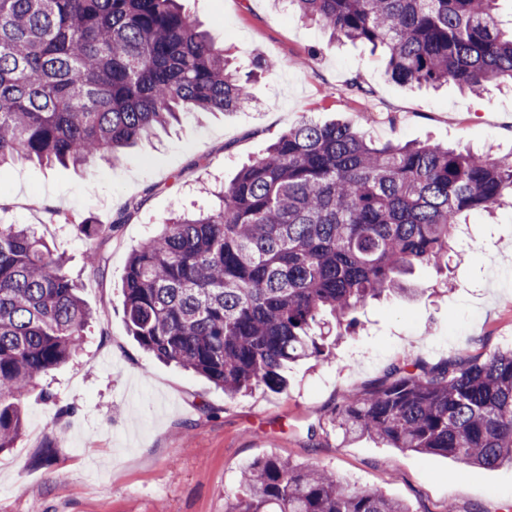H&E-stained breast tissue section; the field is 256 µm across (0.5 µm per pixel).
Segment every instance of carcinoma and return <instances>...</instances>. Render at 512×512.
<instances>
[{"label":"carcinoma","instance_id":"obj_1","mask_svg":"<svg viewBox=\"0 0 512 512\" xmlns=\"http://www.w3.org/2000/svg\"><path fill=\"white\" fill-rule=\"evenodd\" d=\"M338 39L387 50L404 86L472 94L512 81L502 0H286ZM178 0H0V165L93 168L188 112L253 103ZM512 198V161L430 143L375 147L350 123L308 118L224 187L223 204L175 217L131 253V336L157 359L234 397L279 393L288 364L320 358L417 266L448 269L458 226ZM90 264L117 224H79ZM91 314L61 256L0 225V451L25 428L22 400L81 346ZM345 437L512 466V347L428 365L403 361L334 411ZM228 512H409L379 490L279 458L248 464Z\"/></svg>","mask_w":512,"mask_h":512}]
</instances>
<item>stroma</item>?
<instances>
[{
	"label": "stroma",
	"mask_w": 512,
	"mask_h": 512,
	"mask_svg": "<svg viewBox=\"0 0 512 512\" xmlns=\"http://www.w3.org/2000/svg\"><path fill=\"white\" fill-rule=\"evenodd\" d=\"M182 4L241 72L254 58L274 60L251 85L254 105L184 114L126 149L120 162L92 171L36 161L0 167V224L31 226L62 254L93 314L77 354L26 397L15 447L0 452V512H225L241 469L262 457L332 469L409 512H504L512 467L345 439L331 417L348 390L403 358L434 364L512 345L511 206L471 215L475 244L447 278L417 269L413 296L359 312L330 360L290 365L280 394L258 387L230 398L204 377L153 358L127 333L122 277L132 250L158 224L218 207L241 167L307 116L353 123L378 146L430 141L512 159V86L481 95L452 83L410 88L385 77L383 55L369 44L330 40L271 0ZM355 76L366 96L346 93ZM115 220L104 259L91 268V242L77 227ZM56 428L64 438L54 444Z\"/></svg>",
	"instance_id": "1"
}]
</instances>
